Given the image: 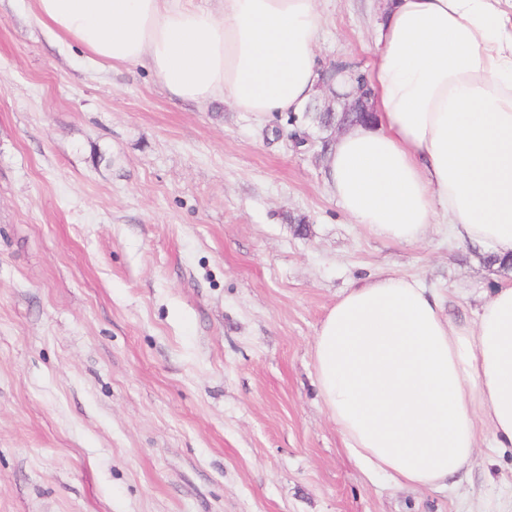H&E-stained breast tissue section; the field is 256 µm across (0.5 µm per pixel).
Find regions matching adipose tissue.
I'll list each match as a JSON object with an SVG mask.
<instances>
[{
    "mask_svg": "<svg viewBox=\"0 0 512 512\" xmlns=\"http://www.w3.org/2000/svg\"><path fill=\"white\" fill-rule=\"evenodd\" d=\"M33 0L37 21L103 65L145 62L175 98L302 113L321 86L316 0ZM368 73L375 119L326 154L351 223L398 243L439 221L512 257V0H386ZM444 298L379 273L322 320L320 397L366 477L443 487L480 436L512 448V281L472 324Z\"/></svg>",
    "mask_w": 512,
    "mask_h": 512,
    "instance_id": "obj_1",
    "label": "adipose tissue"
}]
</instances>
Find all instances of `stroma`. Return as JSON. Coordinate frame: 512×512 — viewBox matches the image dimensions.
I'll return each mask as SVG.
<instances>
[{
  "instance_id": "obj_1",
  "label": "stroma",
  "mask_w": 512,
  "mask_h": 512,
  "mask_svg": "<svg viewBox=\"0 0 512 512\" xmlns=\"http://www.w3.org/2000/svg\"><path fill=\"white\" fill-rule=\"evenodd\" d=\"M0 0V512H496L512 448L444 490L367 479L312 346L384 271L473 322L512 281L442 228L350 223L287 114L172 98ZM323 78L363 77L384 0H317Z\"/></svg>"
}]
</instances>
